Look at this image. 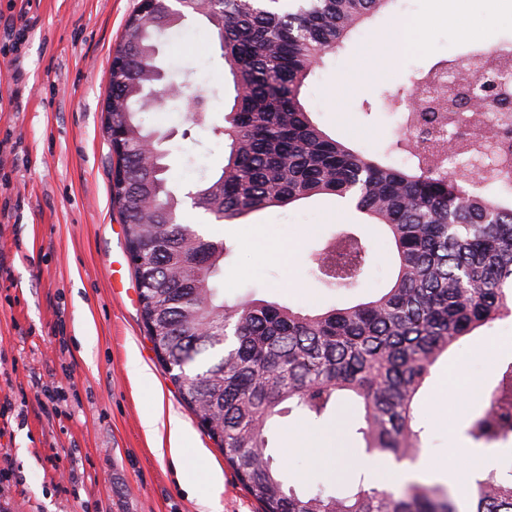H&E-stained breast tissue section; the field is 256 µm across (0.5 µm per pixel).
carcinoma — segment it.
<instances>
[{
    "instance_id": "carcinoma-1",
    "label": "carcinoma",
    "mask_w": 512,
    "mask_h": 512,
    "mask_svg": "<svg viewBox=\"0 0 512 512\" xmlns=\"http://www.w3.org/2000/svg\"><path fill=\"white\" fill-rule=\"evenodd\" d=\"M389 0H222L201 12L191 0L177 14L137 10L125 24L121 63L112 66V111L104 131L123 133L122 179L112 205L126 224L129 257L143 288L141 314L158 358L173 369L181 399L224 453L264 512H460L438 486L413 483L395 497L360 474L344 494L301 496L286 485L268 451L270 421L297 413L323 419L343 392L363 411L356 429L369 453L412 457L422 444L415 401L431 367L462 337L512 315V209L482 194L512 193V169L473 177L448 171V148L421 147L401 133L390 151L416 162L397 168L349 149L316 125L302 87L323 57ZM216 32L235 96L224 113V166L196 191L192 206L217 221L235 220L320 194L351 198L385 226L397 273L367 302L308 315L275 302L227 305L212 279L231 248L192 224L177 223L183 200L168 188L165 151L141 114L166 91L158 41L186 15ZM475 96L492 97L471 70ZM367 245L339 233L318 253L328 288H353ZM512 362L475 412L465 434L493 445L512 438ZM470 512H512V470L476 480Z\"/></svg>"
}]
</instances>
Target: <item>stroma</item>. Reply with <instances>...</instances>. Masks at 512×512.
I'll return each instance as SVG.
<instances>
[{
    "instance_id": "35a3bbf8",
    "label": "stroma",
    "mask_w": 512,
    "mask_h": 512,
    "mask_svg": "<svg viewBox=\"0 0 512 512\" xmlns=\"http://www.w3.org/2000/svg\"><path fill=\"white\" fill-rule=\"evenodd\" d=\"M448 0H390L356 27L342 48L327 54L306 80L301 101L319 127L344 145L387 156L402 167L403 154L389 146L401 129L402 109L391 106L397 89L412 92L413 79L436 64L456 65L473 51L512 46V27L494 25L473 41L461 40ZM140 0H0V25L14 22L23 34L17 52L0 54V502L11 512H259L260 506L225 463L217 444L184 405L158 361L139 303L114 294L106 277L110 255L122 253L119 275L135 276L125 241L112 233L122 219L112 209V148L103 132L112 54L125 22ZM424 20L418 53L392 68L377 61L375 37L401 19ZM159 65L169 81H191L205 98L202 120L191 100H168L145 113L144 123L164 138L166 176L184 203L179 220L203 225L206 235L233 248L214 285L227 303L276 302L319 314L372 299L393 276V242L383 226L334 195L274 206L234 221H215L185 196L201 177L219 172L226 152L214 127L223 125L233 99L231 78L217 40L200 16H190L160 42ZM367 241L370 257L355 287L329 288L317 277L315 256L339 232ZM92 332H83L84 323ZM512 358V316L463 337L448 360L431 369L415 409L424 426L416 457L400 462L415 480L449 486L464 501L441 464L450 449L491 456L493 470L512 469V441L484 446L465 434L468 419L448 400L468 398L477 411L496 380L499 364ZM152 378L137 381L135 364ZM71 378L57 412L46 415L35 388ZM177 414L219 466L224 490L211 498L205 479L181 482V468L197 466L192 454L163 449L167 422L147 434L143 419L154 394ZM359 414L342 403L322 420L280 418L268 433L269 451L290 485L305 495L349 487L368 458L354 432ZM333 428L340 447L319 454L288 452L289 432ZM75 469L78 493L67 489L63 469Z\"/></svg>"
}]
</instances>
